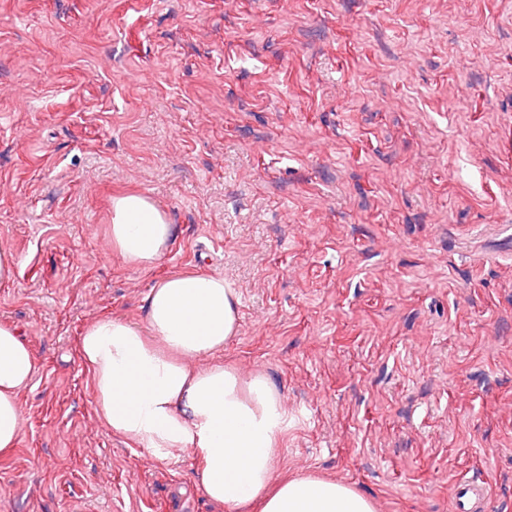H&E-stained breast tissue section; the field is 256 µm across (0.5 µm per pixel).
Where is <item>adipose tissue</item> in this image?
<instances>
[{"label":"adipose tissue","mask_w":512,"mask_h":512,"mask_svg":"<svg viewBox=\"0 0 512 512\" xmlns=\"http://www.w3.org/2000/svg\"><path fill=\"white\" fill-rule=\"evenodd\" d=\"M177 233L147 194L113 197L112 249L131 268L154 269ZM239 306L223 276L173 274L151 288L143 324L104 316L86 327L79 354L103 425L158 452L193 453L206 498L225 512H375L369 497L344 483L279 472L288 415L277 389L265 375L246 377L213 359L239 331ZM35 366L17 330L1 322V453L18 445L20 395Z\"/></svg>","instance_id":"obj_1"}]
</instances>
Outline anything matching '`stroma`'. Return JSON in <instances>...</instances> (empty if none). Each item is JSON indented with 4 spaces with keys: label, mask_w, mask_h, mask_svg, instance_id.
Returning a JSON list of instances; mask_svg holds the SVG:
<instances>
[{
    "label": "stroma",
    "mask_w": 512,
    "mask_h": 512,
    "mask_svg": "<svg viewBox=\"0 0 512 512\" xmlns=\"http://www.w3.org/2000/svg\"><path fill=\"white\" fill-rule=\"evenodd\" d=\"M137 191L179 233L109 240ZM0 322L35 354L0 512H223L189 452L107 431L78 349L224 276L217 360L288 414L282 473L376 512H512V0H0ZM178 233L167 211L147 194L112 198L109 237L112 250L137 271L154 269L169 251ZM487 481L460 479L452 487V494L457 512H481L489 499Z\"/></svg>",
    "instance_id": "35a3bbf8"
}]
</instances>
